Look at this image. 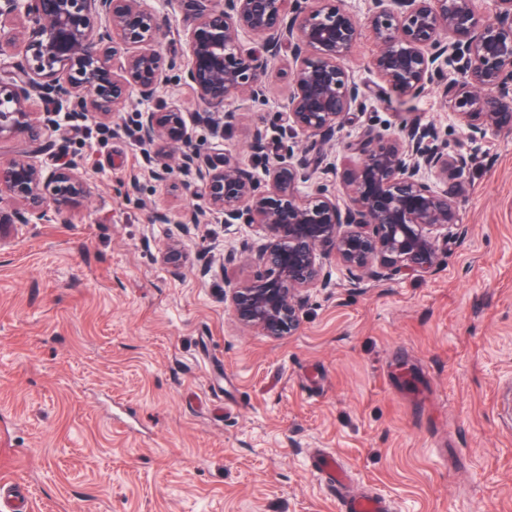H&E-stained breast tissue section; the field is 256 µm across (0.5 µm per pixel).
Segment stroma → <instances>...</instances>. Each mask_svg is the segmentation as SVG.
I'll use <instances>...</instances> for the list:
<instances>
[{
	"instance_id": "stroma-1",
	"label": "stroma",
	"mask_w": 512,
	"mask_h": 512,
	"mask_svg": "<svg viewBox=\"0 0 512 512\" xmlns=\"http://www.w3.org/2000/svg\"><path fill=\"white\" fill-rule=\"evenodd\" d=\"M373 50L362 37L349 60L369 109L321 149L281 119L283 72L267 101L233 103L218 139L183 83L162 94L199 162L228 155L259 178L282 143L340 166L367 125L405 121L433 126L465 161L467 234L443 243L436 272L352 287L327 259L332 287L280 340L224 306L226 282L257 272L256 231L214 220L178 151L168 179L155 176L127 135L137 99L108 125L0 140V160H79L90 187L0 249V476L25 488V512H338L311 468L320 449L392 512H512V133L471 138L435 85L405 103L378 94ZM192 212L199 223L183 224Z\"/></svg>"
}]
</instances>
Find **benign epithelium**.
Returning <instances> with one entry per match:
<instances>
[{
  "mask_svg": "<svg viewBox=\"0 0 512 512\" xmlns=\"http://www.w3.org/2000/svg\"><path fill=\"white\" fill-rule=\"evenodd\" d=\"M474 2L373 0L359 17L336 0H166L163 11L146 0H0V139L39 138L61 107L75 120L105 124L133 95L157 102L174 78L222 137L234 117L227 105L266 99L286 50L282 118L288 130L326 145L350 114L367 109L369 96L347 65L364 33L375 45L367 69L388 90L411 98L436 83L472 138L512 132V0H495L493 21ZM177 14L187 19L177 32L183 59L157 49ZM133 134L147 145L189 143L174 105L144 110ZM431 139V129L417 124L392 134L364 128L348 146L353 159L343 173L327 171L340 177L342 204L327 184H311L307 162L278 161L261 181L230 157L201 168L184 151L181 166L195 170L208 209L262 234L261 272L224 289L234 320L272 339L296 333L310 293L330 285L329 255L353 285L434 272L439 241L462 233L467 186L463 161ZM2 192L23 206L24 224L50 209L67 213L89 194L73 158L48 172L23 158L0 161Z\"/></svg>",
  "mask_w": 512,
  "mask_h": 512,
  "instance_id": "7a95c632",
  "label": "benign epithelium"
}]
</instances>
